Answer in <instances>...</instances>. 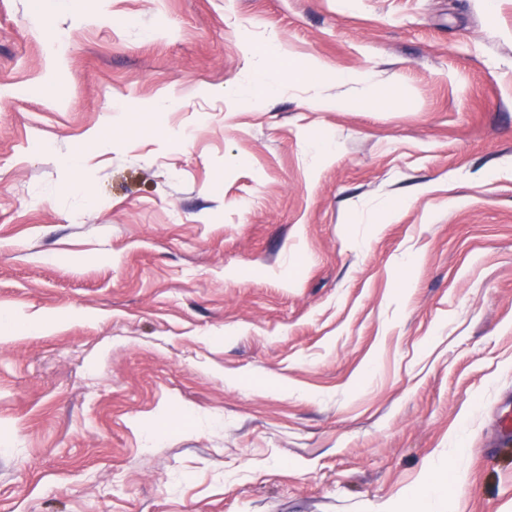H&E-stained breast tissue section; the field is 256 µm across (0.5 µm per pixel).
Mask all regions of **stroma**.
I'll list each match as a JSON object with an SVG mask.
<instances>
[{"label": "stroma", "mask_w": 512, "mask_h": 512, "mask_svg": "<svg viewBox=\"0 0 512 512\" xmlns=\"http://www.w3.org/2000/svg\"><path fill=\"white\" fill-rule=\"evenodd\" d=\"M1 310L0 512H512V0H0ZM19 329H26L30 331H49L51 330V323L47 320L41 321L40 319H32L27 322L14 315L1 314V332H14Z\"/></svg>", "instance_id": "1"}]
</instances>
